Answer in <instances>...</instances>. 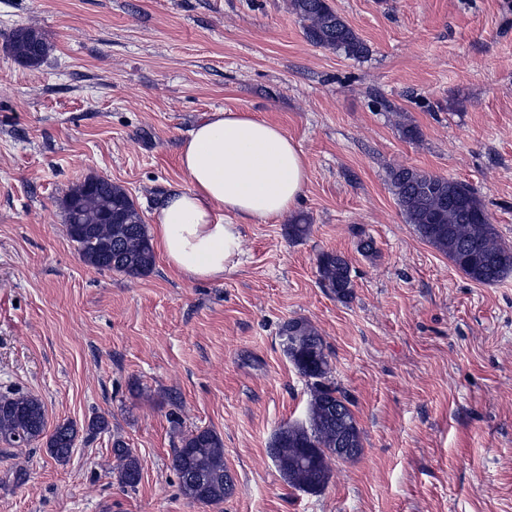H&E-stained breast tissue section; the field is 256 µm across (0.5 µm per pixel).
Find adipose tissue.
Returning a JSON list of instances; mask_svg holds the SVG:
<instances>
[{
    "instance_id": "obj_1",
    "label": "adipose tissue",
    "mask_w": 512,
    "mask_h": 512,
    "mask_svg": "<svg viewBox=\"0 0 512 512\" xmlns=\"http://www.w3.org/2000/svg\"><path fill=\"white\" fill-rule=\"evenodd\" d=\"M189 178L159 201L154 242L167 265L193 281L223 279L241 262V227L278 219L308 181L301 148L247 112L205 115L180 148Z\"/></svg>"
}]
</instances>
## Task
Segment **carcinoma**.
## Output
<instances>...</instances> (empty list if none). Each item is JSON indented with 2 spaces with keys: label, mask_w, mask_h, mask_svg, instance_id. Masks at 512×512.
<instances>
[{
  "label": "carcinoma",
  "mask_w": 512,
  "mask_h": 512,
  "mask_svg": "<svg viewBox=\"0 0 512 512\" xmlns=\"http://www.w3.org/2000/svg\"><path fill=\"white\" fill-rule=\"evenodd\" d=\"M303 22L306 38L313 44L361 59L370 49L328 0H291ZM27 63L40 61L47 45L32 27L18 29L7 46ZM391 185L407 223L426 242L448 256L469 279L490 285L512 273V247L502 243L482 201L467 184L424 171L400 166L392 169ZM80 223H67L68 235L79 247L84 261L100 271L130 277L150 273L156 256L142 214L124 188L105 183L85 195L79 210ZM319 283L339 300L352 297L351 269L341 254L324 252L318 258ZM281 336H294L297 348L288 359L309 385L306 421L288 424L275 434L270 453L289 486L310 492L322 490L336 459V438L348 430L352 447H362V432L350 408L349 396L330 381L332 369L326 345L309 321L299 318L282 324ZM345 410L336 417V406ZM46 428L40 399L18 391L0 394V444L7 448L32 446ZM79 429L72 421L56 426L46 447L49 455L64 462L75 444ZM117 458V478L126 488L140 481V460L124 441L112 444ZM172 468L181 492L190 500L218 504L234 490L233 478L224 465V444L212 430H198L174 449Z\"/></svg>",
  "instance_id": "1"
}]
</instances>
